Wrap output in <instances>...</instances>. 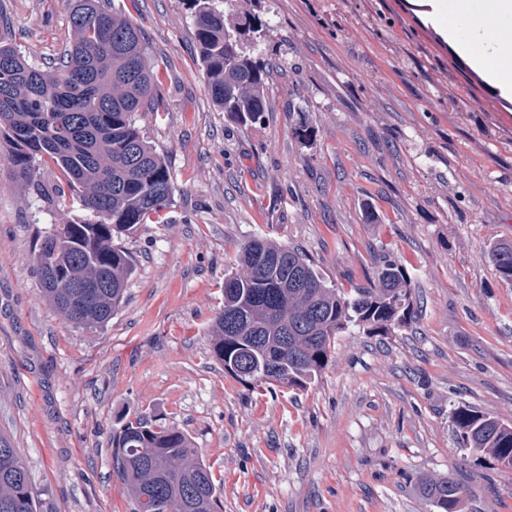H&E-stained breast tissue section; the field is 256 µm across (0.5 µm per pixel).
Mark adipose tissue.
I'll list each match as a JSON object with an SVG mask.
<instances>
[{
  "label": "adipose tissue",
  "instance_id": "adipose-tissue-1",
  "mask_svg": "<svg viewBox=\"0 0 512 512\" xmlns=\"http://www.w3.org/2000/svg\"><path fill=\"white\" fill-rule=\"evenodd\" d=\"M461 51L484 69L502 92H512V0H487L484 12L466 16Z\"/></svg>",
  "mask_w": 512,
  "mask_h": 512
}]
</instances>
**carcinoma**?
<instances>
[{
    "label": "carcinoma",
    "instance_id": "carcinoma-1",
    "mask_svg": "<svg viewBox=\"0 0 512 512\" xmlns=\"http://www.w3.org/2000/svg\"><path fill=\"white\" fill-rule=\"evenodd\" d=\"M233 0H184L194 25L205 85L218 109L240 126L271 111L266 26L229 18ZM71 40L46 63L27 57L8 36L0 11V139L13 176L57 214L34 249L41 296L69 323L106 325L122 305L134 263L115 243L170 202L165 156L137 125L160 99L145 34L114 0H65ZM52 162L64 184L40 181ZM512 282V243L486 254ZM411 280L385 255L376 283L350 290L326 283L301 251L257 237L243 243L237 269L224 276V306L210 328L212 357L250 386L306 390L329 363L336 336L359 327L384 336L413 317ZM460 445L512 469V424L469 406L452 413ZM115 468L135 503L155 512H221V493L199 449L182 431L148 418L112 436ZM471 490L450 478L422 482L433 512H462ZM0 512H38L27 466L0 434Z\"/></svg>",
    "mask_w": 512,
    "mask_h": 512
}]
</instances>
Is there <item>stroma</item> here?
Instances as JSON below:
<instances>
[{
	"label": "stroma",
	"instance_id": "35a3bbf8",
	"mask_svg": "<svg viewBox=\"0 0 512 512\" xmlns=\"http://www.w3.org/2000/svg\"><path fill=\"white\" fill-rule=\"evenodd\" d=\"M116 2L146 33L164 108L138 124L174 192L119 238L135 271L105 326L76 327L40 296L33 251L51 219L0 142V434L40 512H134L111 440L139 415L191 438L223 512H432L419 491L432 477L471 487L463 512H512V470L462 451L451 419L466 405L512 423V282L485 258L512 241V95L426 0H238L267 23L274 67L272 110L244 128L206 92L184 0ZM0 9L37 58L69 37L64 0ZM256 236L345 289L392 253L411 323L341 333L306 390H251L212 358L208 330Z\"/></svg>",
	"mask_w": 512,
	"mask_h": 512
}]
</instances>
